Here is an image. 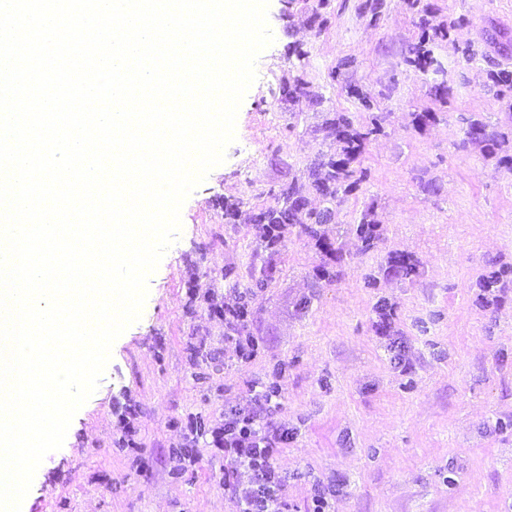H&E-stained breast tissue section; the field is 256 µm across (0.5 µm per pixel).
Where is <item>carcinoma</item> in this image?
Wrapping results in <instances>:
<instances>
[{"label":"carcinoma","mask_w":512,"mask_h":512,"mask_svg":"<svg viewBox=\"0 0 512 512\" xmlns=\"http://www.w3.org/2000/svg\"><path fill=\"white\" fill-rule=\"evenodd\" d=\"M430 42L427 34H422V41L409 50L405 63L425 73L434 65L432 51L426 47ZM492 88L500 98L512 96V71L502 68L490 73ZM281 99L288 103H296L307 95L305 83L296 78L280 89ZM329 129L336 136L339 151L325 155L315 164L312 175L316 176V188L323 196L326 206L319 210H308L305 207L299 188L288 185L280 194L281 204L269 207L256 216L259 224H324L333 214V205L350 193L367 178V170L354 167L364 148L369 135L380 130V118L374 116L370 126L361 129L354 127V117L348 113L338 112L330 120ZM466 138L484 144L487 150L493 151L500 145L503 134L481 119H472L466 129Z\"/></svg>","instance_id":"carcinoma-1"}]
</instances>
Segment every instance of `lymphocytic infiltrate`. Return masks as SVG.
<instances>
[{"label":"lymphocytic infiltrate","mask_w":512,"mask_h":512,"mask_svg":"<svg viewBox=\"0 0 512 512\" xmlns=\"http://www.w3.org/2000/svg\"><path fill=\"white\" fill-rule=\"evenodd\" d=\"M278 395L274 383L252 391L245 406L230 410L209 432V448L238 467L224 477L237 512H281L282 484L273 461L286 447L288 431L271 421Z\"/></svg>","instance_id":"obj_1"}]
</instances>
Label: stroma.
I'll return each instance as SVG.
<instances>
[{
    "mask_svg": "<svg viewBox=\"0 0 512 512\" xmlns=\"http://www.w3.org/2000/svg\"><path fill=\"white\" fill-rule=\"evenodd\" d=\"M369 2L270 0L274 41L236 139L185 201L140 319L37 469L25 512H235L224 489L233 460L189 427H212L272 382V420L290 433L276 458L282 512H311L320 493L330 512H512V280L481 286L512 268V170L501 162L512 156V99L488 92L495 50L482 41L491 25L512 35V0H381L376 16ZM425 30L440 68L424 74L404 59ZM467 46L470 63L456 54ZM295 76L308 94L293 105L280 86ZM351 85L383 117L360 158L367 179L329 223L287 225L266 248L254 217L282 188L323 207L312 171L336 151L334 112L368 122ZM475 118L505 134L495 152L466 141ZM365 215L382 230L370 245L356 233ZM325 244L338 260L321 275ZM398 255L411 272L386 276ZM247 288L243 333L258 350L243 360L210 304L234 305ZM380 304L394 335L377 332ZM127 404L132 448L115 426Z\"/></svg>",
    "mask_w": 512,
    "mask_h": 512,
    "instance_id": "35a3bbf8",
    "label": "stroma"
}]
</instances>
